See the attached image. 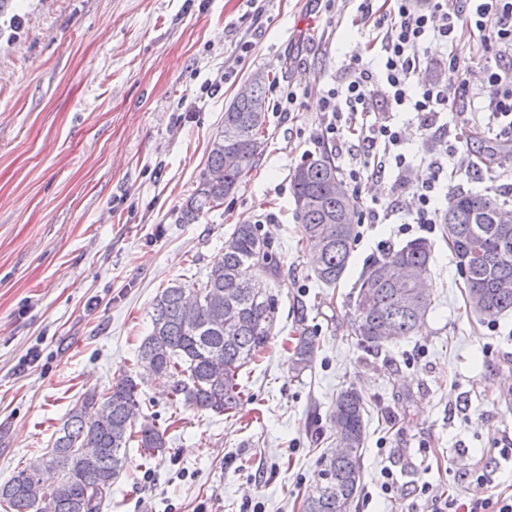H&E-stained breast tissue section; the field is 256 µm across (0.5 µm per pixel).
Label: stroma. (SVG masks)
<instances>
[{
  "label": "stroma",
  "mask_w": 512,
  "mask_h": 512,
  "mask_svg": "<svg viewBox=\"0 0 512 512\" xmlns=\"http://www.w3.org/2000/svg\"><path fill=\"white\" fill-rule=\"evenodd\" d=\"M376 35L357 0H0V483L43 455L80 396L126 373L168 452L149 461L130 446L105 512H302L336 446L332 402L348 386L367 425L353 512H428L444 494L466 503L512 492V312L488 321L471 311L442 227L398 231L428 175L423 158L444 156L448 142L453 175L439 208L451 192L491 190L512 211V137L477 119L485 52L463 30L418 72L422 84L447 75L453 53L470 70L469 103L432 129L372 93L367 119L400 129L405 169L365 173L374 151L354 137L315 143L329 116L314 94L367 59ZM257 72L299 89V105L267 112L262 152L236 191L181 223L225 109ZM205 83L213 95L201 96ZM320 154L339 174L363 170V203L399 202L389 222L359 225L330 287L301 244L290 191L294 168ZM255 221L280 257L275 334L245 370L240 413L186 408L135 360L151 303L171 281L203 278L234 226ZM424 235L430 310L414 335L369 352L352 330L359 278L380 241L396 250ZM301 311L318 350L297 374L288 350ZM387 471L402 499L383 494Z\"/></svg>",
  "instance_id": "obj_1"
}]
</instances>
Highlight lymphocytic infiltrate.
<instances>
[{"label":"lymphocytic infiltrate","instance_id":"obj_1","mask_svg":"<svg viewBox=\"0 0 512 512\" xmlns=\"http://www.w3.org/2000/svg\"><path fill=\"white\" fill-rule=\"evenodd\" d=\"M359 9L374 18L381 44L380 66L375 69L352 62L344 84L328 90L321 109L331 113L332 119L322 129L321 138L342 141L344 114L370 112V92L377 84L384 87L395 106L423 115L447 111L449 86H456L462 96L469 91L459 57H451L448 62L447 83L419 85L413 78L423 64L421 50L427 38L455 42L462 26L477 31L486 51L493 56L492 63L485 66L486 121L512 133V63H500L505 56L512 60V0H430L423 11L414 9L412 0H384L378 8L373 7L371 0H361ZM340 97L346 104L342 111L336 107ZM364 135L367 142L382 149L373 163V175L379 177L387 169L406 166L401 133L395 126L370 123L365 125ZM426 165L430 176L413 190L418 206L410 221L429 229L440 221L434 191L445 166L437 158L427 160Z\"/></svg>","mask_w":512,"mask_h":512}]
</instances>
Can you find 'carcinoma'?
<instances>
[{
	"mask_svg": "<svg viewBox=\"0 0 512 512\" xmlns=\"http://www.w3.org/2000/svg\"><path fill=\"white\" fill-rule=\"evenodd\" d=\"M266 84L249 102L230 103L215 134L199 184L181 209V222L192 224L221 206L260 154L259 133L266 122ZM238 165L224 169V152ZM338 172L329 156L303 160L291 176V193L301 224L304 248L315 260L316 278L331 286L344 274L357 237L354 198L336 195ZM496 195L453 192L441 213V224L459 227L452 251L465 276L469 307L494 320L512 310V223L498 217ZM280 258L259 224H237L224 241V259L204 279L177 282L153 299L151 332L140 343L137 358L148 363L156 379L185 407L218 414L243 406L240 372L267 346L277 320V301L265 274L280 273ZM432 244L414 239L381 260L368 264L359 281L353 331L369 351L410 335L429 311L431 299L417 295L400 271L431 276ZM297 317L291 364L299 373L314 361L316 336ZM138 384L122 374L104 391L90 390L68 413L43 457L0 483L5 512H103L112 500V483L127 464L131 442L156 459L167 451L166 431L138 421ZM365 403L354 387L336 395L331 410L336 443L348 448L339 457H322L324 482L305 497L303 512H351L362 477Z\"/></svg>",
	"mask_w": 512,
	"mask_h": 512,
	"instance_id": "1",
	"label": "carcinoma"
}]
</instances>
